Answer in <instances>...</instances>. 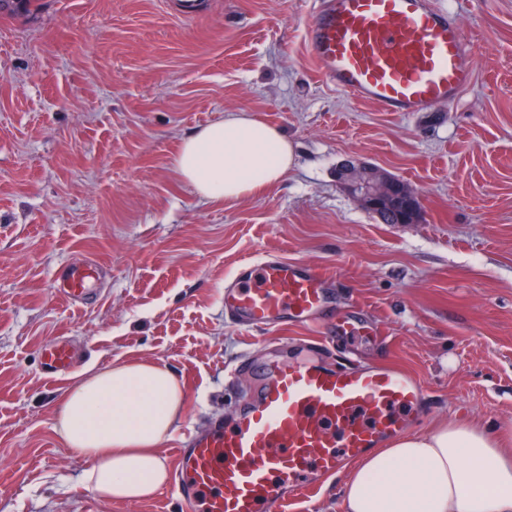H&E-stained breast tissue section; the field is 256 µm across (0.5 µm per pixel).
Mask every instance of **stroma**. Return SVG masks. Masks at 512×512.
Segmentation results:
<instances>
[{
	"label": "stroma",
	"mask_w": 512,
	"mask_h": 512,
	"mask_svg": "<svg viewBox=\"0 0 512 512\" xmlns=\"http://www.w3.org/2000/svg\"><path fill=\"white\" fill-rule=\"evenodd\" d=\"M317 0H41L0 19V512H184L167 489L98 498L64 448L55 409L83 368L150 360L185 386L161 449L231 418L253 390L242 358L300 360L332 322L256 331L224 316L240 260L277 255L319 269L350 357L415 374L429 392L413 429L479 421L512 434V0H430L452 12L474 58L459 100L386 112L328 83L306 46ZM245 111L282 129L296 164L232 203L202 200L171 159L181 137ZM358 159L421 196L422 219L385 224L341 186ZM107 270L102 299L54 293L62 263ZM69 337L64 380L42 346ZM348 470L286 510L343 512Z\"/></svg>",
	"instance_id": "35a3bbf8"
}]
</instances>
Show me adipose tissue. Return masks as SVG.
Wrapping results in <instances>:
<instances>
[{"mask_svg":"<svg viewBox=\"0 0 512 512\" xmlns=\"http://www.w3.org/2000/svg\"><path fill=\"white\" fill-rule=\"evenodd\" d=\"M295 147L278 127L231 112L184 137L172 160L196 194L232 202L281 182ZM185 389L147 360L87 369L60 400L55 431L88 461L85 486L118 501L149 498L169 478L161 454L184 414ZM480 422H443L366 453L350 467L343 512H512V455Z\"/></svg>","mask_w":512,"mask_h":512,"instance_id":"adipose-tissue-1","label":"adipose tissue"}]
</instances>
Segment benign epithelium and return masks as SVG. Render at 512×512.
Returning a JSON list of instances; mask_svg holds the SVG:
<instances>
[{
    "instance_id": "obj_1",
    "label": "benign epithelium",
    "mask_w": 512,
    "mask_h": 512,
    "mask_svg": "<svg viewBox=\"0 0 512 512\" xmlns=\"http://www.w3.org/2000/svg\"><path fill=\"white\" fill-rule=\"evenodd\" d=\"M337 178L350 196L379 213L385 211L389 199L398 191L414 201L420 200L411 186L398 181L396 176L378 166L347 161L339 167Z\"/></svg>"
}]
</instances>
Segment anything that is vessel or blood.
I'll return each instance as SVG.
<instances>
[{
    "instance_id": "obj_1",
    "label": "vessel or blood",
    "mask_w": 512,
    "mask_h": 512,
    "mask_svg": "<svg viewBox=\"0 0 512 512\" xmlns=\"http://www.w3.org/2000/svg\"><path fill=\"white\" fill-rule=\"evenodd\" d=\"M307 41L338 90L387 112H424L455 101L472 81L473 58L460 26L427 0H319ZM102 269L92 259L62 264L56 294L96 303ZM224 313L267 330L332 316L333 301L319 271L267 256L240 263L224 287ZM41 359L45 372L58 377L70 371L75 353L59 338ZM258 375V391L241 399L231 422L215 419L178 448L172 490L186 512H264L269 504H287L402 435L422 411L423 383L392 366L333 368L273 358Z\"/></svg>"
}]
</instances>
